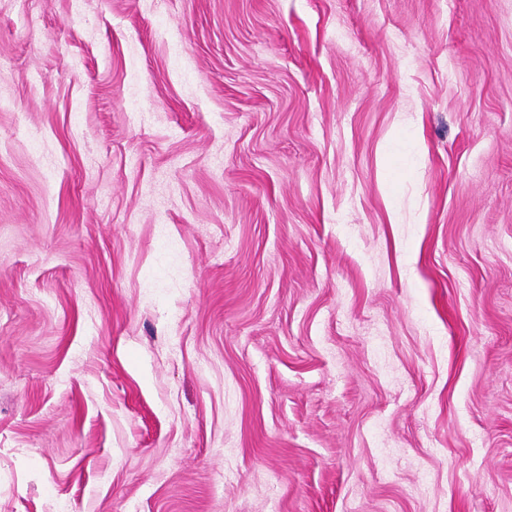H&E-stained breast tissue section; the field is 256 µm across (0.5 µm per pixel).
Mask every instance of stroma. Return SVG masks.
Wrapping results in <instances>:
<instances>
[{"label": "stroma", "instance_id": "35a3bbf8", "mask_svg": "<svg viewBox=\"0 0 512 512\" xmlns=\"http://www.w3.org/2000/svg\"><path fill=\"white\" fill-rule=\"evenodd\" d=\"M0 512H512V0H0Z\"/></svg>", "mask_w": 512, "mask_h": 512}]
</instances>
